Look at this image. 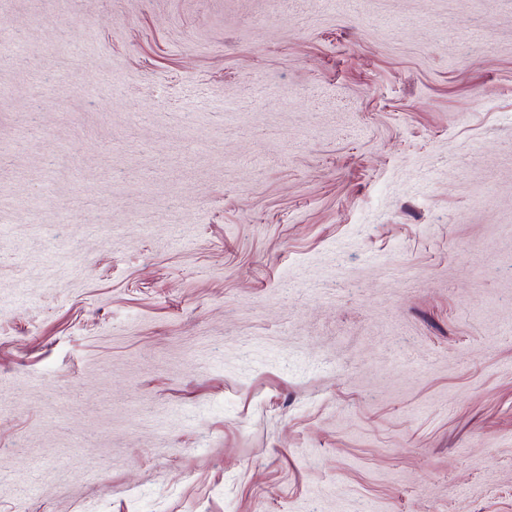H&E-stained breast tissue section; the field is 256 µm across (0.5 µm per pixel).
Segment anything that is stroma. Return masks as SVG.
Segmentation results:
<instances>
[{
	"label": "stroma",
	"instance_id": "obj_1",
	"mask_svg": "<svg viewBox=\"0 0 512 512\" xmlns=\"http://www.w3.org/2000/svg\"><path fill=\"white\" fill-rule=\"evenodd\" d=\"M0 35V512H512V0Z\"/></svg>",
	"mask_w": 512,
	"mask_h": 512
}]
</instances>
